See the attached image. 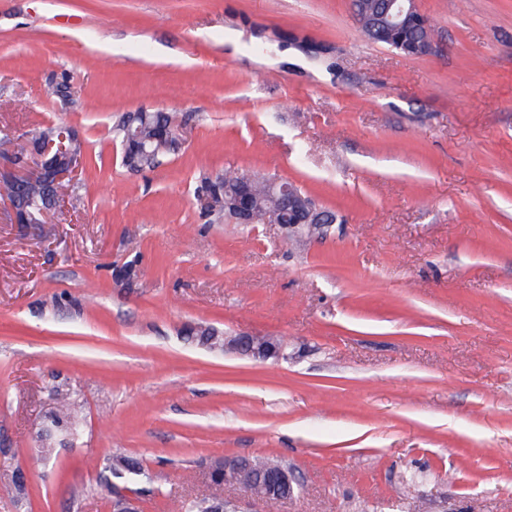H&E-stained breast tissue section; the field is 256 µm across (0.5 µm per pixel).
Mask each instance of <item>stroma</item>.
<instances>
[{
  "label": "stroma",
  "mask_w": 512,
  "mask_h": 512,
  "mask_svg": "<svg viewBox=\"0 0 512 512\" xmlns=\"http://www.w3.org/2000/svg\"><path fill=\"white\" fill-rule=\"evenodd\" d=\"M417 5L420 57L367 40L351 0H0V132L84 147L50 223L0 214V477L29 485L0 512H112L116 455L142 512L257 455L297 477L276 512H512V0ZM140 109L182 144L137 173L113 127ZM229 164L335 223L292 247L209 220L195 188ZM59 393L86 426L46 461ZM211 328L194 332L196 341L204 346H222L224 352L232 350L240 355L248 356L257 360L266 361L269 359L283 358V350L274 343H269L263 336H250L239 334L238 336H215L208 334ZM109 469L113 477L125 479L126 481H131L136 476L143 474L140 462L129 456L120 455L113 457Z\"/></svg>",
  "instance_id": "stroma-1"
}]
</instances>
